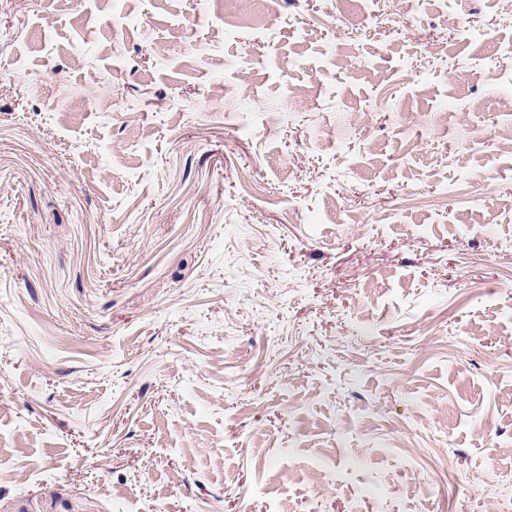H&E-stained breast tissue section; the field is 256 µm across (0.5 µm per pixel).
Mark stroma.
I'll use <instances>...</instances> for the list:
<instances>
[{
  "instance_id": "obj_1",
  "label": "stroma",
  "mask_w": 512,
  "mask_h": 512,
  "mask_svg": "<svg viewBox=\"0 0 512 512\" xmlns=\"http://www.w3.org/2000/svg\"><path fill=\"white\" fill-rule=\"evenodd\" d=\"M512 0H0V512H501Z\"/></svg>"
}]
</instances>
